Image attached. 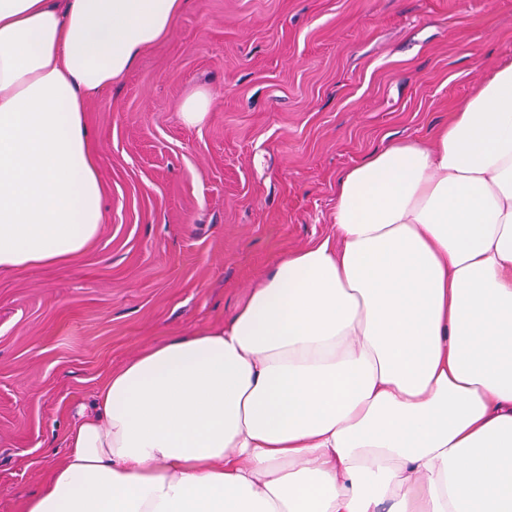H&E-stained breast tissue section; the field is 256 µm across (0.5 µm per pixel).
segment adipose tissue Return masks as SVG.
Returning <instances> with one entry per match:
<instances>
[{
	"label": "adipose tissue",
	"mask_w": 512,
	"mask_h": 512,
	"mask_svg": "<svg viewBox=\"0 0 512 512\" xmlns=\"http://www.w3.org/2000/svg\"><path fill=\"white\" fill-rule=\"evenodd\" d=\"M184 0H0V270L104 220L85 112ZM336 236L106 375L24 512H512V56L337 180Z\"/></svg>",
	"instance_id": "1"
}]
</instances>
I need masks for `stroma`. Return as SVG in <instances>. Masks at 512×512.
I'll return each instance as SVG.
<instances>
[{
	"label": "stroma",
	"mask_w": 512,
	"mask_h": 512,
	"mask_svg": "<svg viewBox=\"0 0 512 512\" xmlns=\"http://www.w3.org/2000/svg\"><path fill=\"white\" fill-rule=\"evenodd\" d=\"M505 54L512 0H187L88 106L94 246L0 272V512L64 459L112 367L229 319L276 257L333 236L342 172L428 139ZM208 106L209 101L202 94L188 98L180 110L183 122L189 126L201 124L206 117Z\"/></svg>",
	"instance_id": "obj_1"
}]
</instances>
